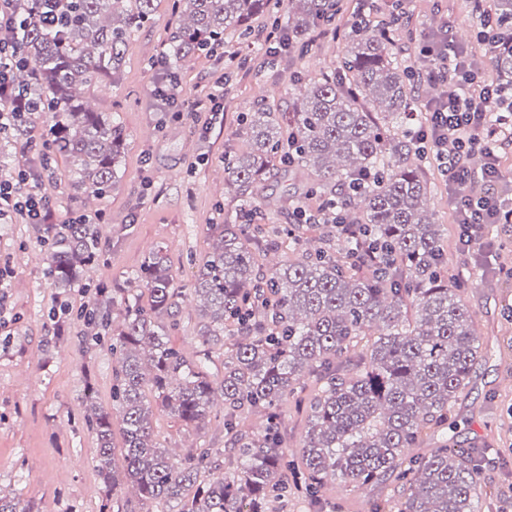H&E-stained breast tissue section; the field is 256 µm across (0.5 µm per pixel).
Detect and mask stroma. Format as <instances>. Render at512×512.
I'll return each instance as SVG.
<instances>
[{
	"mask_svg": "<svg viewBox=\"0 0 512 512\" xmlns=\"http://www.w3.org/2000/svg\"><path fill=\"white\" fill-rule=\"evenodd\" d=\"M473 5V0H402L412 25L400 35V56L416 64L421 40L442 22L456 33L457 45L487 54V46L473 37L479 21ZM287 10L288 0H271L269 15L253 22L249 38L227 35L219 54L194 58L179 69L183 93L223 95L224 112L209 128L189 119L170 121L153 97L160 75L149 63L164 49L173 22L171 0H154L152 23L134 32L116 77L83 88L84 97L96 99L97 111L120 123L125 148L119 182L100 199L69 190L64 159L40 172L38 190L53 205L58 224L70 223L80 213L106 216L98 227L101 257L83 268L78 285L57 288L47 277L42 225L17 216L0 221V270L9 274L1 300L7 314L0 319V493L17 497L27 512H102L108 498L111 512H146L131 484L108 495L97 472V441L87 403L111 409L113 360L108 345L87 341L80 313L90 308L98 289L107 288L116 297L131 287L152 250L167 254L182 294L170 331L172 345L188 361L207 360L211 379L223 380V351L203 356L202 318L192 286L215 231L238 208L225 181L224 156L242 147L241 119L256 103L287 115L308 83L335 73L343 49L332 34L314 30L307 36L308 55L268 65L264 38ZM48 124L47 116L37 117L27 137L12 143L0 178L35 164L45 150ZM305 180L303 172L295 171L258 185L265 223H287L284 198ZM431 181L428 207L443 238L444 274L449 285L458 287L469 312L479 313L473 328L486 349L448 412V434L456 447L474 446L485 456L477 477L482 512H512V386L502 382L512 363V231L489 228L494 242L489 257L478 260L458 250L448 185L436 170ZM317 391L315 378L306 377L279 409L294 473L300 468L309 403ZM153 435L175 458L203 444L213 450V471L229 465L223 405H213L199 429L184 427L155 409ZM317 496L321 512H360L365 503L403 499L404 491L392 480L355 487L330 479Z\"/></svg>",
	"mask_w": 512,
	"mask_h": 512,
	"instance_id": "obj_1",
	"label": "stroma"
}]
</instances>
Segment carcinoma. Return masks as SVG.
Instances as JSON below:
<instances>
[{
    "instance_id": "carcinoma-1",
    "label": "carcinoma",
    "mask_w": 512,
    "mask_h": 512,
    "mask_svg": "<svg viewBox=\"0 0 512 512\" xmlns=\"http://www.w3.org/2000/svg\"><path fill=\"white\" fill-rule=\"evenodd\" d=\"M45 3L11 0L13 24L0 28V43L25 60L13 74L15 87L50 115L51 154L41 156L42 165L52 154L66 159L70 188L105 197L116 184L124 132L116 120L88 110L78 90L118 72L132 34L151 19L154 0H67L58 28L42 26ZM269 8L270 0H173L165 42L170 70L217 51L230 33H251V23ZM340 9V0H288L282 24L288 46L331 24ZM486 10L483 20L504 32L490 46L491 62L509 93L512 0H490ZM338 68L339 75L312 82L286 118L265 105L247 113L239 130L247 146L224 160L241 219L253 217L258 184L288 170L280 160L287 150L309 179L301 195L289 196L290 222L279 225L275 237L265 236L264 224H226L199 267L192 291L201 303L204 342L228 324L235 327L224 343L221 382L170 342L180 291L162 250L149 253L135 286L120 299L100 291L85 313L98 339L110 326L112 306L124 312L112 336L122 467L115 466L110 414L93 405L89 416L109 493L130 482L141 502L161 506L160 512H268L270 503L288 496L279 408L313 375L319 391L302 439V476L294 479L307 494L329 476L357 487L393 476L408 494L373 512H481L479 449L450 448L445 441L428 457L405 455L424 429L448 423V405L482 352L469 312L442 271L439 225L426 205L431 182L422 166L407 164L411 154L428 156L415 138L420 123L408 119L419 87L383 25L354 24ZM368 171L374 181L352 191L349 185ZM311 197L338 200L345 223L363 225L385 246L387 269L376 274L371 260L357 263V241L334 227L336 246L307 249L300 207ZM285 241L297 259L260 274L258 254ZM48 243L47 274L58 288L71 287L100 252L97 225L84 217L49 230ZM149 392L163 410L197 429L214 397H223L234 472L202 478L209 448L171 460L153 440ZM246 411L265 417L251 433L235 425Z\"/></svg>"
}]
</instances>
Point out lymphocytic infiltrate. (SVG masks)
<instances>
[{
	"mask_svg": "<svg viewBox=\"0 0 512 512\" xmlns=\"http://www.w3.org/2000/svg\"><path fill=\"white\" fill-rule=\"evenodd\" d=\"M423 73L442 91L425 107L426 123L418 136L430 151L448 183L455 201L457 245L471 251L482 241L489 225L512 223V206L493 193L500 181L495 143L500 132L512 128V112L500 110V93L485 73L486 63L478 56L452 51L450 39L424 44L420 50ZM20 61L13 46H0V98L12 96L10 108L0 109V132L13 128L32 102L14 93L11 75ZM484 157L480 172L469 166L470 155ZM23 215L31 224H52L56 214L49 201L36 191L21 192L17 183L0 179V220Z\"/></svg>",
	"mask_w": 512,
	"mask_h": 512,
	"instance_id": "f902f5d3",
	"label": "lymphocytic infiltrate"
}]
</instances>
